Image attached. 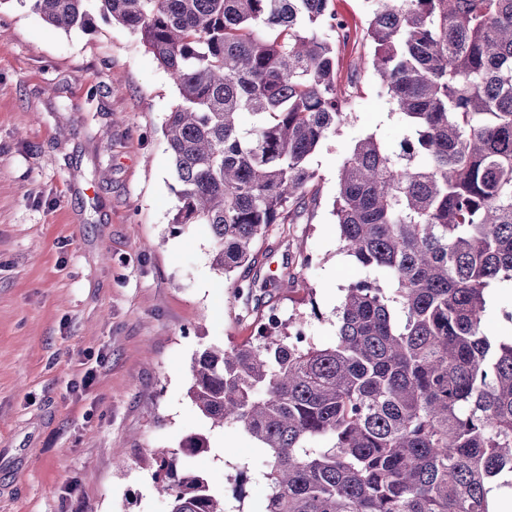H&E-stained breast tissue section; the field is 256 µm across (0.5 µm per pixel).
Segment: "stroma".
Returning <instances> with one entry per match:
<instances>
[{
	"label": "stroma",
	"instance_id": "1",
	"mask_svg": "<svg viewBox=\"0 0 512 512\" xmlns=\"http://www.w3.org/2000/svg\"><path fill=\"white\" fill-rule=\"evenodd\" d=\"M368 55L342 52L362 67L347 123L311 160L314 211L255 247L256 267L289 265L295 286L255 300L212 268L207 225L170 224L163 126L179 93L140 38L103 19L65 31L0 0V512H168L148 461L198 436L196 472L229 512H256L264 455L197 410L190 366L250 340L272 308L333 342L345 288L368 274L341 249L337 172L362 135L392 151L405 136Z\"/></svg>",
	"mask_w": 512,
	"mask_h": 512
}]
</instances>
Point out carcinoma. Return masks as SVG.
Returning a JSON list of instances; mask_svg holds the SVG:
<instances>
[{
	"instance_id": "obj_1",
	"label": "carcinoma",
	"mask_w": 512,
	"mask_h": 512,
	"mask_svg": "<svg viewBox=\"0 0 512 512\" xmlns=\"http://www.w3.org/2000/svg\"><path fill=\"white\" fill-rule=\"evenodd\" d=\"M27 2L57 28L93 25L87 0ZM95 2L178 89L173 229L209 225L215 269H251L268 227L317 202L310 160L348 119L340 50L357 32L331 0ZM364 37L407 136L398 153L356 142L332 214L388 287L345 288L330 345L264 319L254 341L205 349L190 396L260 445L263 512H491L490 492L512 491V336L485 328L492 286L512 281V0H372ZM260 280L295 282L234 294ZM151 466L169 512H226L175 454Z\"/></svg>"
}]
</instances>
